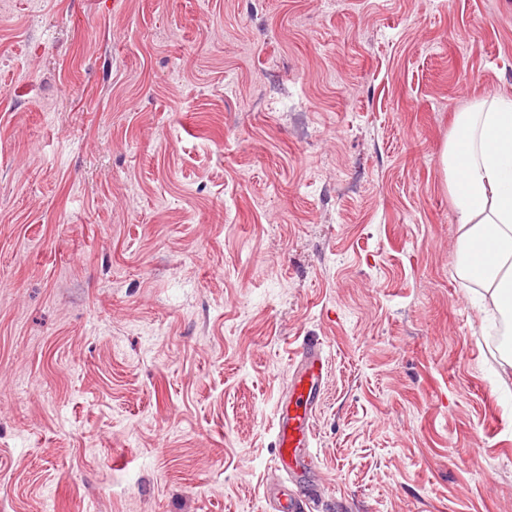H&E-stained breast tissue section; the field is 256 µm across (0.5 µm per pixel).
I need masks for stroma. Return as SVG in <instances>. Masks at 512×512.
<instances>
[{"label": "stroma", "instance_id": "obj_1", "mask_svg": "<svg viewBox=\"0 0 512 512\" xmlns=\"http://www.w3.org/2000/svg\"><path fill=\"white\" fill-rule=\"evenodd\" d=\"M512 0H0V512H512V386L442 155ZM288 381V397L277 405L275 422L274 470L286 475L272 481L267 496L275 502L276 512H302L308 490L298 481L306 466L302 453L312 448L314 420L323 405V392L327 383V355L318 340H308L293 357Z\"/></svg>", "mask_w": 512, "mask_h": 512}]
</instances>
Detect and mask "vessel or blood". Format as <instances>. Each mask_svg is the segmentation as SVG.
Returning a JSON list of instances; mask_svg holds the SVG:
<instances>
[{"label":"vessel or blood","mask_w":512,"mask_h":512,"mask_svg":"<svg viewBox=\"0 0 512 512\" xmlns=\"http://www.w3.org/2000/svg\"><path fill=\"white\" fill-rule=\"evenodd\" d=\"M327 375L323 345L308 340L293 357L288 396L276 410L274 470L279 477L267 488L276 512H302L305 506L306 492L298 475L306 466L303 451L311 447L314 439V420L323 405Z\"/></svg>","instance_id":"obj_1"}]
</instances>
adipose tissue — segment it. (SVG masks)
<instances>
[{
  "mask_svg": "<svg viewBox=\"0 0 512 512\" xmlns=\"http://www.w3.org/2000/svg\"><path fill=\"white\" fill-rule=\"evenodd\" d=\"M442 163L459 232L455 273L481 287L487 318L512 324V99L459 113Z\"/></svg>",
  "mask_w": 512,
  "mask_h": 512,
  "instance_id": "1",
  "label": "adipose tissue"
}]
</instances>
